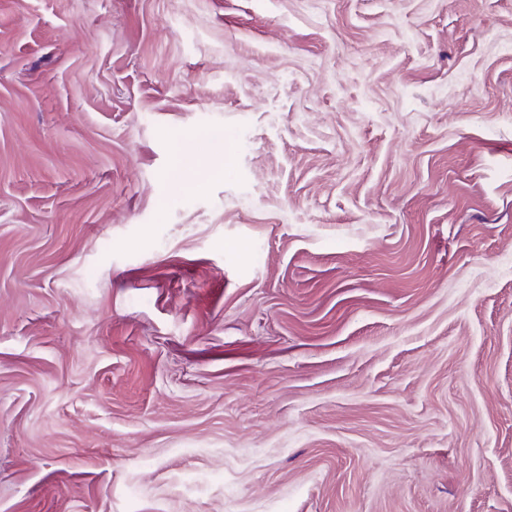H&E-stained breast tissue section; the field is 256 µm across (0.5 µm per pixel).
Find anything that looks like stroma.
Returning a JSON list of instances; mask_svg holds the SVG:
<instances>
[{"instance_id": "obj_1", "label": "stroma", "mask_w": 512, "mask_h": 512, "mask_svg": "<svg viewBox=\"0 0 512 512\" xmlns=\"http://www.w3.org/2000/svg\"><path fill=\"white\" fill-rule=\"evenodd\" d=\"M0 512H512V0H0ZM208 140L213 141L215 152L205 163L200 161L192 147L187 144H180L176 149L178 170L182 175L188 177L185 183L190 186L201 178L222 176L225 166L230 161V156L224 155L223 135L210 133Z\"/></svg>"}]
</instances>
